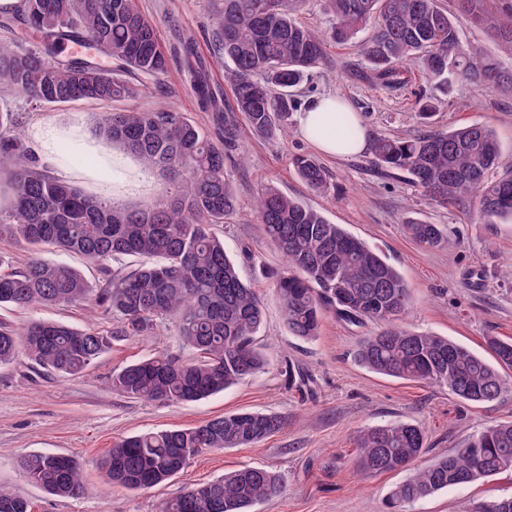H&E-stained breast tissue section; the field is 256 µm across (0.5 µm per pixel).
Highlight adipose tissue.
Masks as SVG:
<instances>
[{
  "instance_id": "obj_1",
  "label": "adipose tissue",
  "mask_w": 512,
  "mask_h": 512,
  "mask_svg": "<svg viewBox=\"0 0 512 512\" xmlns=\"http://www.w3.org/2000/svg\"><path fill=\"white\" fill-rule=\"evenodd\" d=\"M341 105V100L331 96L318 98L297 117L300 135L335 157L363 152L367 138L362 131L356 141L344 142L336 131V110ZM28 139L37 155L53 164L58 176L77 180L85 192L118 199L147 180L132 155L104 150L83 122H39L30 126Z\"/></svg>"
}]
</instances>
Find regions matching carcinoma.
I'll use <instances>...</instances> for the list:
<instances>
[{
    "label": "carcinoma",
    "mask_w": 512,
    "mask_h": 512,
    "mask_svg": "<svg viewBox=\"0 0 512 512\" xmlns=\"http://www.w3.org/2000/svg\"><path fill=\"white\" fill-rule=\"evenodd\" d=\"M324 2L333 39L346 41L372 28L360 44L365 77L385 90L407 86L409 65L416 62L446 95L459 80L487 91L512 92V69L479 47H463L453 17L438 0ZM485 2L461 0L472 19L512 45V4L493 14ZM301 3L205 0L217 20V52L230 62L224 81L232 100L221 103L209 62L198 54L193 37L180 42L179 54L215 136L167 108L103 113L102 146L126 149L146 171L167 177L169 187L149 209L88 194L54 176L26 146L14 114L0 109V180L13 191L11 207L0 209V237L31 248L22 268H0V306L93 302L105 314L120 317L122 336H148L158 320L176 317L179 336L195 358L158 351L124 367L113 375L112 386L130 398L196 402L264 366L256 347L264 321L261 299L241 278L213 226L237 210L224 161L241 147L242 127L267 140L286 137L299 105L296 90L324 58V37L294 19ZM18 24L38 36L39 46L0 42V88L37 105L131 100L170 64L155 26L134 0H20L15 11L0 16L1 28ZM71 39L87 50L85 56L60 58L63 42ZM98 56L115 66L99 63ZM336 119L344 140L352 142L358 127L351 115L339 111ZM364 154L377 174L408 181L440 206L476 204L487 223L512 220V171L489 178L502 154L484 123L412 138L369 132ZM291 163L311 190L328 191L326 170L317 159L298 154ZM255 217L285 258L286 268L268 277L291 335L317 336L327 312L355 326L380 323L383 328L364 337L357 351L369 370L444 387L472 402H492L512 391V377L506 375L512 370V342L490 339V362L446 337L403 327L400 319L410 301L406 281L383 255L341 225L271 184L257 192ZM407 230L428 248L448 243L438 224L411 221ZM52 249L98 265L103 274L98 287H90L78 268L43 256ZM124 257L150 262L109 268ZM111 340L110 330H82L40 318L19 331L0 326V365L24 356L62 377L77 376ZM283 427L275 414L242 412L197 427L140 433L113 443L100 468L113 485L150 489L207 451L254 445ZM356 444L360 472L373 476L409 469L425 447L426 433L417 424L397 422L361 431ZM17 469L25 481L56 497H75L83 488V464L73 455L31 452L18 458ZM505 472H512V423L487 426L464 447L415 469L389 495L386 512H412L413 504L441 490ZM284 487L281 473L248 466L161 501L157 512H250L278 497ZM0 512H31V505L0 487ZM467 512H512V496Z\"/></svg>",
    "instance_id": "cac0c4a2"
}]
</instances>
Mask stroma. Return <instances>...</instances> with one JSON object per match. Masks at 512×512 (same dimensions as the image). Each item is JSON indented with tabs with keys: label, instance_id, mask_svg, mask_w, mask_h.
<instances>
[{
	"label": "stroma",
	"instance_id": "1",
	"mask_svg": "<svg viewBox=\"0 0 512 512\" xmlns=\"http://www.w3.org/2000/svg\"><path fill=\"white\" fill-rule=\"evenodd\" d=\"M458 18L462 45L482 46L502 66L512 67V47L459 13V0H440ZM139 12L152 20L165 49L179 35H191L199 53L211 63L215 85L224 83V62L215 56L214 19L203 0H135ZM364 64L356 43H329L326 56L298 93L301 104L334 96L345 100L364 126L391 136L424 133L418 118L415 90L427 88L414 71L410 89L389 93L358 77ZM14 112L20 129L49 118L83 114L96 126L109 103L75 102L62 107L35 106L0 93V104ZM149 109L170 106L201 127L200 112L183 67L151 81L133 102ZM481 122L490 126L502 146L504 164L512 165V93L490 92L460 83L439 105L437 127L451 130ZM246 159L228 160L238 212L216 226L225 250L237 262L244 281L258 292L265 317L257 345L267 365L263 371L207 399L188 403L144 402L113 390L110 378L124 366L165 348L183 358L174 319L158 321L151 336H122L117 319L93 304L0 308V323L19 328L30 319L69 323L77 328L115 330L109 348L83 374L63 378L24 359L0 365V484L26 498L32 512H156L159 502L187 486L217 479L244 466H266L284 473L283 493L255 506L254 512H383L396 485L407 478L397 471L366 476L356 463V435L364 429L398 421L421 425L427 446L416 466L462 447L481 428L512 422V393L490 403H471L448 389L373 373L356 358L363 337L380 329L374 322L355 327L326 314L315 338L292 336L283 319L272 282L262 268L279 270L285 262L254 219L255 199L271 183L286 195L320 210L330 223L385 255L409 285L411 299L403 323L417 331L448 337L466 348L489 355V337L512 339V222L484 224L476 211L431 203L422 189L398 180H382L362 154L331 157L291 131L284 140L253 135L243 140ZM314 156L328 171L333 192L311 191L289 158ZM444 225L451 240L445 249L426 248L406 230L408 221ZM241 411L274 413L285 421L279 433L250 447L227 448L190 461L185 470L155 488L132 491L109 485L96 467L115 441L143 432L190 428ZM65 453L85 464L80 495L59 498L26 482L16 468L19 455ZM512 495V475L503 473L434 494L414 512H460L462 507Z\"/></svg>",
	"mask_w": 512,
	"mask_h": 512
}]
</instances>
